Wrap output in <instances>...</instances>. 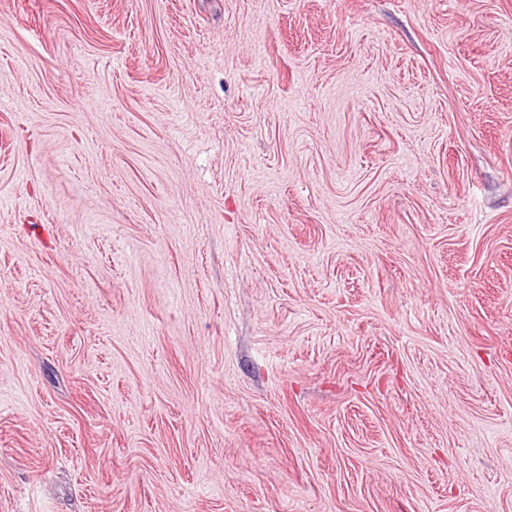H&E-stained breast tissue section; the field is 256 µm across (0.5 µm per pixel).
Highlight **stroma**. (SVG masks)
I'll return each mask as SVG.
<instances>
[{"instance_id":"stroma-1","label":"stroma","mask_w":512,"mask_h":512,"mask_svg":"<svg viewBox=\"0 0 512 512\" xmlns=\"http://www.w3.org/2000/svg\"><path fill=\"white\" fill-rule=\"evenodd\" d=\"M0 512H512V0H0Z\"/></svg>"}]
</instances>
